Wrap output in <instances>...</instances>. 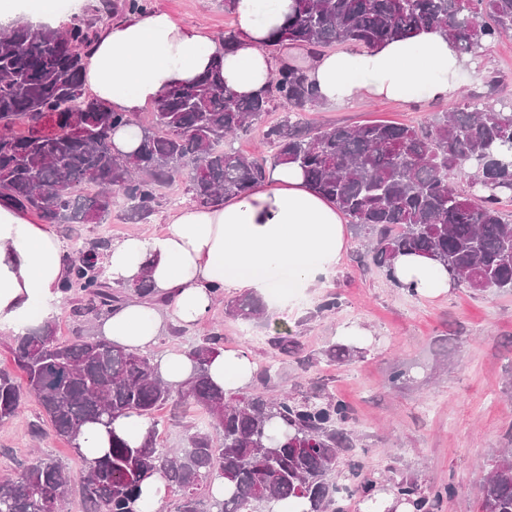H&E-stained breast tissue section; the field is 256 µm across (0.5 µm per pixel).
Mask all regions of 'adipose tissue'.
Returning <instances> with one entry per match:
<instances>
[{"label": "adipose tissue", "instance_id": "ef3b65f1", "mask_svg": "<svg viewBox=\"0 0 512 512\" xmlns=\"http://www.w3.org/2000/svg\"><path fill=\"white\" fill-rule=\"evenodd\" d=\"M294 5V0H236L239 34L230 49L205 28L179 24L161 10L128 16L99 31L85 59V86L114 111L135 115L170 86L192 82L215 64L232 93L263 95L272 74L300 58L324 105L356 97L446 101L456 94L464 61L436 30L370 49L313 53L286 43L270 54L265 45ZM167 224L161 234L127 235L106 256L113 286H128L146 268L156 295L166 300L162 309L128 301L100 320V335L130 350L154 346L166 325H199L218 292L260 290L283 270L297 288L325 283L347 246L342 213L307 185L300 168L287 164L269 167L265 183L248 194L209 206L184 204ZM67 265L53 230L31 223L24 211L0 206V333L23 335L54 316ZM393 272L421 298L446 295L455 286L447 269L427 256L399 255ZM209 373L234 393L250 383L254 367L244 351L224 350ZM148 427L134 414L118 417L107 429L88 425L79 451L89 459L101 456L112 435L135 444Z\"/></svg>", "mask_w": 512, "mask_h": 512}]
</instances>
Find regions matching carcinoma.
Instances as JSON below:
<instances>
[{
    "instance_id": "1",
    "label": "carcinoma",
    "mask_w": 512,
    "mask_h": 512,
    "mask_svg": "<svg viewBox=\"0 0 512 512\" xmlns=\"http://www.w3.org/2000/svg\"><path fill=\"white\" fill-rule=\"evenodd\" d=\"M151 9L152 0H99L92 14L59 28L17 21L0 31V204L50 224H99L119 201L139 223L154 214L161 188L183 173L186 193L208 205L264 183L268 163H292L367 231L372 261L387 276L397 254L416 252L443 262L475 291L512 290V224L500 210L501 200L512 197V104L501 100L495 108L473 94L418 126L313 128L302 113L320 102L296 61L275 72L263 97L234 95L214 70L173 86L145 125L86 92L83 58L99 16ZM425 28L442 31L474 59L512 31V0H296L270 46L372 48ZM277 105L289 111L263 131L271 159L234 148L231 140ZM128 125L139 127L141 143L132 154H116L112 132ZM464 162L473 164L466 190L450 184ZM85 185L97 191L83 194ZM109 248V241L96 240L68 260L58 288L64 301L76 289L85 296L73 305L76 317L107 314L127 299L104 278L101 257ZM265 310L254 292L224 303V314L241 321L257 320ZM223 349L224 337L214 332L186 351L193 374L175 389L152 356L99 337L60 343L50 320L13 341L24 382L0 369V422L32 397L55 435L76 450L88 423L107 427L129 414L148 420L138 446L114 435L109 452L87 462L84 512H136L141 484L156 472L175 493L174 512H275L297 499L309 503L307 512H341V490L371 498L375 476H362L354 461L337 469L349 449L342 428L350 419L348 403L319 391L300 400L272 398L268 369L262 388L226 394L208 373ZM185 400L207 415L209 427L194 428L183 448H165L157 439L156 411L169 404L176 413ZM217 479L224 481L222 497L211 491ZM69 486L60 460L38 456L17 477L0 480V512H66ZM391 487L416 512H434L455 492L450 485L418 498L417 485L407 479ZM479 506L480 512H512V454L481 481Z\"/></svg>"
}]
</instances>
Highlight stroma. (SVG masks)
Segmentation results:
<instances>
[{
	"mask_svg": "<svg viewBox=\"0 0 512 512\" xmlns=\"http://www.w3.org/2000/svg\"><path fill=\"white\" fill-rule=\"evenodd\" d=\"M153 6L179 23L204 25L218 41L237 28L224 0H153ZM493 72L505 78L496 99L512 100V33L470 62L463 92L486 93ZM444 108L441 102L357 98L341 106L317 107L306 118L317 126L417 125ZM186 183L182 176L162 189L161 204L149 223H129L117 204L104 223L59 224L55 230L68 248L94 237L116 241L131 233L164 232L167 215L189 200ZM345 233L348 247L329 280L301 289L276 317L233 320L219 303L194 330L167 326L151 352H183L203 336L221 333L225 349L247 351L255 370L275 365L271 395L299 398L320 389L350 405L345 429L351 448L341 464L361 461L375 475L415 481L427 495L455 484V494L442 500L439 512H479V482L502 450L512 448V291L477 292L460 284L443 298L412 296L373 264L363 231L349 223ZM330 294L337 297L338 308L320 311ZM345 324L361 328L353 339L361 352L344 361L328 360L326 350L344 343L339 329ZM279 333L298 344V353L274 352L269 340ZM397 370L405 373V383H392ZM42 420L40 406L29 398L17 417L0 422V480L17 476L21 464L31 461L33 449L39 448L60 456L73 482H80L84 462L51 428L32 436L33 425ZM206 421L189 403L175 418L160 411L158 441L168 448L184 447L188 427Z\"/></svg>",
	"mask_w": 512,
	"mask_h": 512,
	"instance_id": "1",
	"label": "stroma"
}]
</instances>
